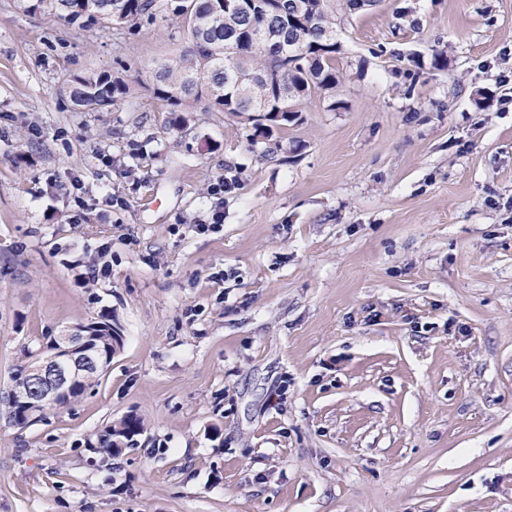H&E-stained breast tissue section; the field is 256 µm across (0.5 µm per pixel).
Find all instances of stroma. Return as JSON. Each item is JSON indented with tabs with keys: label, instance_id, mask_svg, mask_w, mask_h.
I'll return each instance as SVG.
<instances>
[{
	"label": "stroma",
	"instance_id": "1",
	"mask_svg": "<svg viewBox=\"0 0 512 512\" xmlns=\"http://www.w3.org/2000/svg\"><path fill=\"white\" fill-rule=\"evenodd\" d=\"M336 38L339 108L268 140L202 101L175 125L177 24L0 0V396L62 327L123 338L77 401L0 418V512H512V0H378ZM89 70L130 95L73 111ZM128 415L134 445L90 450ZM91 324L99 326L93 328L92 345L100 354L112 358L122 347V339L117 331L112 328L111 313L102 314L97 321H93ZM112 330L115 335L112 334Z\"/></svg>",
	"mask_w": 512,
	"mask_h": 512
}]
</instances>
